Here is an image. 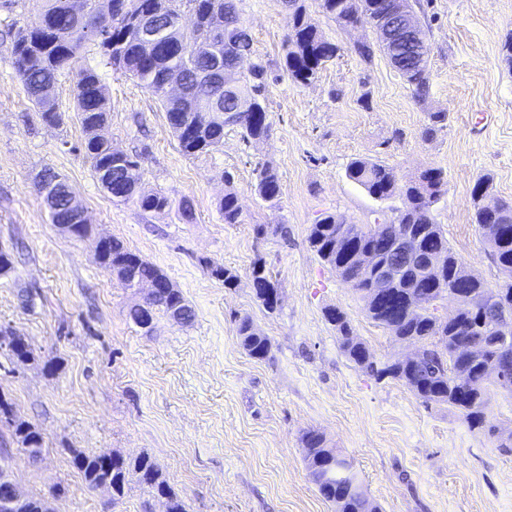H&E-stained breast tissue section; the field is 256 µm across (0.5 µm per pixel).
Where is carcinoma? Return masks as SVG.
Instances as JSON below:
<instances>
[{"mask_svg":"<svg viewBox=\"0 0 512 512\" xmlns=\"http://www.w3.org/2000/svg\"><path fill=\"white\" fill-rule=\"evenodd\" d=\"M173 2L47 0L41 18L17 26L13 34V68L44 125L53 128L64 123L65 115L58 110L52 91L60 77L74 76L75 118L85 133L83 149L97 181L102 171L112 169L114 156L109 143L97 133L105 125L108 114L100 77L92 68L77 66L80 51L87 43L97 45L113 70L135 79L161 101L168 123L187 156L220 148L224 144L226 124L209 112L195 109L187 113L170 104L162 86L163 75L178 72L189 94L202 100L209 97L211 88L200 80L201 73L215 66L233 69L249 64L247 71L235 72L231 85L224 88V111L237 113L233 126L241 130L244 139L268 136L270 124L264 96L267 68L262 62L252 60V36L240 20L237 0H188L196 16L192 31L172 30L166 40V52L158 56L141 52L134 19L151 13L164 25L167 19L179 15ZM318 2L324 14L348 28L390 12L395 0ZM288 8L293 25L284 44L285 70L296 82L309 84L318 78L339 48L308 22L305 0H288ZM377 39L386 46L392 66L411 86L414 97L425 99L430 89V46L421 52L402 44L392 29L377 33ZM446 120L444 112L430 113L423 131L425 138L431 139L443 130ZM345 176L376 200L400 196L403 207L395 211L389 223L366 231L346 226L339 215L325 214L311 225L309 246L344 280L352 281L351 288L359 294L370 319L388 330L395 340L421 341L424 346L415 358L378 361L354 335L346 314L338 307H329L325 317L336 329L342 352L369 376L399 381L423 404H446L460 411L470 428L493 432L487 421L488 388L495 385L512 392V204L500 202L493 207L485 203L490 187L485 177L479 178L472 188L473 223L498 227V233L488 238V246L503 283L495 288L497 301L490 303L485 299L490 287L463 266L432 217V207L446 192L448 184L443 169L427 167L416 179L401 185L389 167L355 159L347 165ZM255 190L266 202L278 199L279 179L271 166L259 171ZM111 197L121 202L131 201L144 212L171 207L170 199L160 192L139 186L132 193L124 188L123 174L119 171L112 174ZM219 210L224 223H240L241 209L234 191L225 192ZM49 213L51 223H68L66 191L59 193ZM402 241L421 254L419 261L406 269L400 255L394 252V247ZM371 253L384 261L392 260L401 269L393 284L377 292L372 280L360 277L357 271L358 257ZM98 258L124 288H132L140 280L168 282L159 269L116 238L100 245ZM207 267L213 277L224 282V287L235 286L237 276L229 269L210 262ZM252 282L257 300L267 311H275L279 304L278 287L260 258L253 264ZM445 295L458 301L457 314L452 319L434 313L433 302ZM174 310L185 312L188 322L193 319L192 308L179 290L159 288L149 298L131 306L128 318L142 328L151 325L157 314L169 315ZM237 332L252 358L268 357L271 343L250 318L239 319ZM8 356L14 363L34 359L21 338ZM0 420L12 429V437L30 460L41 457L42 434L36 427L17 420L11 403L1 396ZM301 443L312 481L335 512H380L351 463L328 447L323 433L309 429L303 432ZM71 463L88 488L109 483L114 502L124 497L126 475L134 470L151 495L169 500L171 512H186L182 498L146 455L133 460L117 455L105 459L73 449ZM43 508L41 497L26 495L13 506L0 500V512H43Z\"/></svg>","mask_w":512,"mask_h":512,"instance_id":"cac0c4a2","label":"carcinoma"}]
</instances>
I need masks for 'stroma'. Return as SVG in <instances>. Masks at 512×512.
I'll return each instance as SVG.
<instances>
[{"mask_svg": "<svg viewBox=\"0 0 512 512\" xmlns=\"http://www.w3.org/2000/svg\"><path fill=\"white\" fill-rule=\"evenodd\" d=\"M419 2L431 49L421 101L382 51L367 61L354 53L356 42H375L369 24L341 28L316 0L306 2L308 17L340 51L316 81L294 82L283 66L288 10L281 0H239L268 70L271 132L248 141L225 127L223 146L197 157L183 154L159 100L87 45L80 63L97 71L109 102L104 136L137 156L145 189L172 202L147 213L112 200L94 180L72 76L56 87L66 120L50 129L14 73L8 31L35 18L45 0H0V249L15 262L12 278L0 280V328L24 337L38 357L17 366L0 347V390L41 431L43 457L29 461L1 424L0 442L26 493L47 497L52 512H164L134 475L118 502L89 489L70 463L77 449L149 455L187 512H334L304 461L300 436L314 428L353 464L382 512H512V454L498 446L512 434V393L490 391L492 437L470 429L455 409L423 404L401 382L366 375L340 350L326 308L346 313L375 358H404L419 345L395 341L367 317L308 243L323 214L370 224L402 207L401 198L380 202L347 180L351 160L382 163L401 183L434 166L448 176L435 222L469 270L491 286L502 280L472 221L471 189L484 176L490 201L512 202V70L501 52L512 34V0ZM432 112L448 121L428 139ZM265 163L280 183L272 203L255 192ZM46 167L66 180L94 235L121 240L182 292L191 323L160 313L146 333L129 321L140 291L122 288L89 241L51 223L34 183ZM228 189L241 223H225L219 211ZM185 202L192 217L182 214ZM259 258L279 288L273 312L252 291ZM208 260L235 273V287L212 277ZM244 316L269 338L268 358L242 347Z\"/></svg>", "mask_w": 512, "mask_h": 512, "instance_id": "stroma-1", "label": "stroma"}]
</instances>
